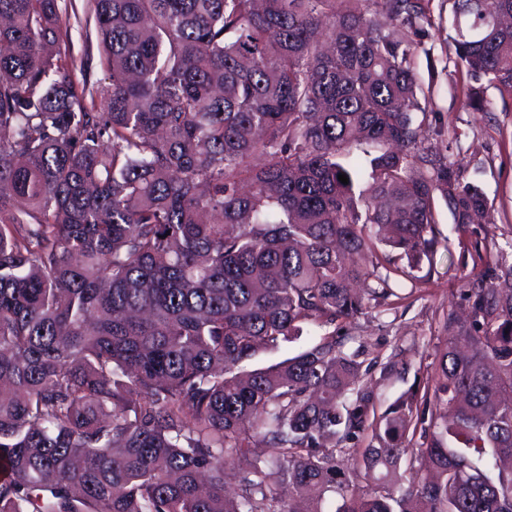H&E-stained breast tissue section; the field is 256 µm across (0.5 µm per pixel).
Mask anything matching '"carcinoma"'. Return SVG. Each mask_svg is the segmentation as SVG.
Instances as JSON below:
<instances>
[{
	"label": "carcinoma",
	"instance_id": "obj_1",
	"mask_svg": "<svg viewBox=\"0 0 512 512\" xmlns=\"http://www.w3.org/2000/svg\"><path fill=\"white\" fill-rule=\"evenodd\" d=\"M448 2L455 66L512 91V0ZM69 6L0 0V512H512V265L377 418L336 330L243 368L391 305L377 243L432 254L439 204L488 217L423 146L422 0H91L93 83ZM74 3L75 12L70 9L69 14L62 15L59 22L63 32L67 29L71 35L77 76L81 79V65L88 61L92 67L91 81L103 79L105 74L99 66V45L94 18L85 9L86 0H74ZM331 331H333V327H324L322 330H319L316 327L307 326L304 328L302 336L292 340L291 342L282 343L277 352L257 357L247 366V369L251 370L254 368L265 367L288 356H292L306 348L315 339H318V336H315L316 334H324L325 332Z\"/></svg>",
	"mask_w": 512,
	"mask_h": 512
}]
</instances>
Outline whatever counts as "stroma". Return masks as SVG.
Returning <instances> with one entry per match:
<instances>
[{"label":"stroma","mask_w":512,"mask_h":512,"mask_svg":"<svg viewBox=\"0 0 512 512\" xmlns=\"http://www.w3.org/2000/svg\"><path fill=\"white\" fill-rule=\"evenodd\" d=\"M61 16L76 65L90 64L91 80L102 79L99 45L86 0ZM448 0H430L428 22L414 66L432 87L425 105L431 126L425 144L454 163L460 181L478 183L490 205L489 221L459 225L440 211L434 255L422 258L408 278L395 284L391 308L359 316L345 349L363 351L371 368L363 383L373 394L376 412L424 387L434 386L435 365L446 337L442 326L449 310L465 313L464 285L484 269L486 257L503 255L512 264V91L487 81L475 82L449 63ZM479 88L482 111L466 107L471 88Z\"/></svg>","instance_id":"obj_1"}]
</instances>
